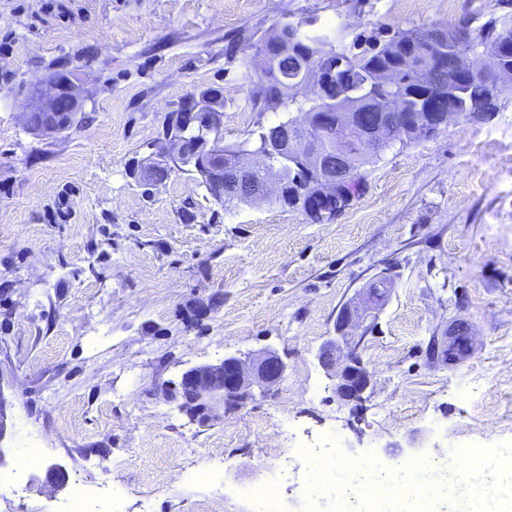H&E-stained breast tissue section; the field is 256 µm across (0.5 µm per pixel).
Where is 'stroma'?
<instances>
[{"mask_svg": "<svg viewBox=\"0 0 512 512\" xmlns=\"http://www.w3.org/2000/svg\"><path fill=\"white\" fill-rule=\"evenodd\" d=\"M496 0H0V389L12 432L0 471L39 465L0 512H59L47 474L83 480L90 512H254L243 486L283 472L282 512H305L326 434L398 469L460 443L512 446V97L487 122L455 118L362 167L363 195L326 224L278 206L223 208L184 173L144 193L129 167L190 93L222 90L224 141L254 110L229 41L313 14L346 39L380 28L478 29ZM71 73L83 120L27 130L32 84ZM360 350L373 393L341 401L315 354L339 310L380 277ZM461 322L473 359L431 354ZM272 346L281 383L206 421L170 396L188 369Z\"/></svg>", "mask_w": 512, "mask_h": 512, "instance_id": "stroma-1", "label": "stroma"}]
</instances>
